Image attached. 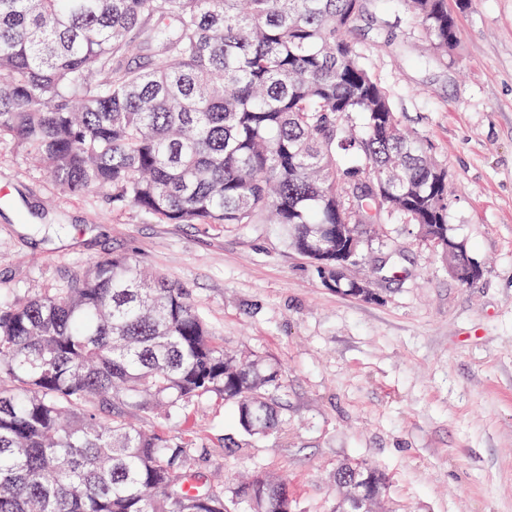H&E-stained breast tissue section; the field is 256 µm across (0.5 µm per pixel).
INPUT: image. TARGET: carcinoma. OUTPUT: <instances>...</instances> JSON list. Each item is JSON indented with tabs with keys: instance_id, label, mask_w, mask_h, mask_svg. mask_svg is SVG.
Wrapping results in <instances>:
<instances>
[{
	"instance_id": "carcinoma-1",
	"label": "carcinoma",
	"mask_w": 512,
	"mask_h": 512,
	"mask_svg": "<svg viewBox=\"0 0 512 512\" xmlns=\"http://www.w3.org/2000/svg\"><path fill=\"white\" fill-rule=\"evenodd\" d=\"M370 0H0V139L66 193L112 192L162 223L271 226L338 293L320 255L401 218L448 256V171L406 129L348 39ZM428 50L459 42L448 0H404ZM138 63H129L130 57ZM358 113L361 129L345 118ZM282 369L224 349L178 282L101 257L27 300L0 290V512H295L288 478L231 499L199 449L138 416L232 404L278 432ZM381 508L386 478L345 466Z\"/></svg>"
}]
</instances>
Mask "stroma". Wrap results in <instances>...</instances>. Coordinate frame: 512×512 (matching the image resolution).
Returning a JSON list of instances; mask_svg holds the SVG:
<instances>
[{"label": "stroma", "mask_w": 512, "mask_h": 512, "mask_svg": "<svg viewBox=\"0 0 512 512\" xmlns=\"http://www.w3.org/2000/svg\"><path fill=\"white\" fill-rule=\"evenodd\" d=\"M404 21L402 0H387L351 38L448 169V233L483 268L473 284L396 220L368 242L369 262L391 250L398 263L374 278L379 301L343 295L279 236L61 192L2 140L13 202L0 207V288L49 291L128 254L188 288L225 349L285 368V424L271 436L240 437L215 399L141 419L204 449L205 474L284 475L297 512H335L337 469L362 461L387 479V512H512V0H472L444 62H409V28L403 46L383 45L380 29Z\"/></svg>", "instance_id": "stroma-1"}]
</instances>
